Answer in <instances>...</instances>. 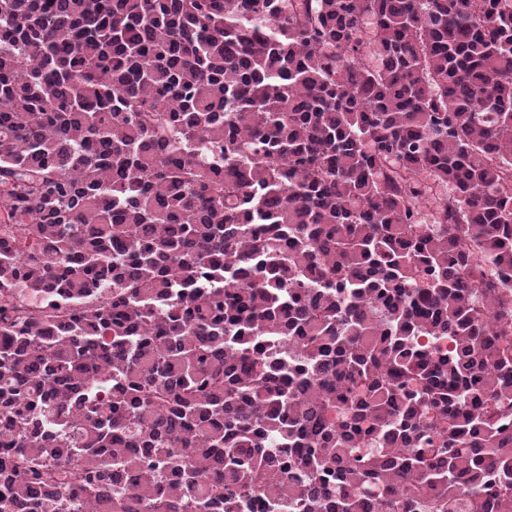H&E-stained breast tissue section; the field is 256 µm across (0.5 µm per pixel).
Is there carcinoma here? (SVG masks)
<instances>
[{"mask_svg": "<svg viewBox=\"0 0 512 512\" xmlns=\"http://www.w3.org/2000/svg\"><path fill=\"white\" fill-rule=\"evenodd\" d=\"M505 320L512 0H0V512H512Z\"/></svg>", "mask_w": 512, "mask_h": 512, "instance_id": "cac0c4a2", "label": "carcinoma"}]
</instances>
